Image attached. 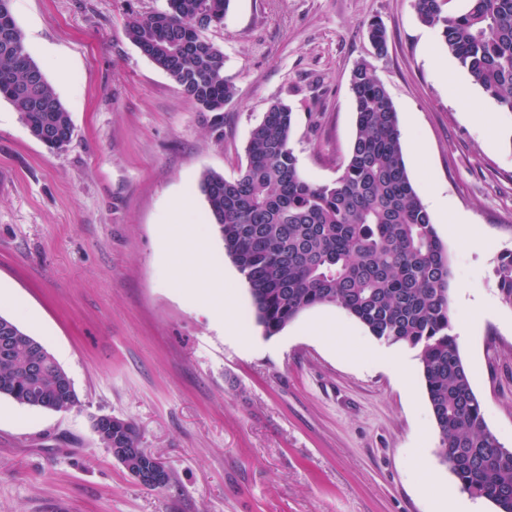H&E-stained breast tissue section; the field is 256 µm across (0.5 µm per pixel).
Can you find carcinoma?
<instances>
[{"label":"carcinoma","instance_id":"1","mask_svg":"<svg viewBox=\"0 0 512 512\" xmlns=\"http://www.w3.org/2000/svg\"><path fill=\"white\" fill-rule=\"evenodd\" d=\"M230 0H168L164 11L131 18L125 36L201 112H221L237 96L224 75V51L203 32L224 19ZM446 0H414L419 20L472 82L512 115V0H468L460 14ZM356 134L331 184L306 180L290 146L291 108L269 106L251 131L247 162L233 180L207 171L199 190L226 255L245 278L256 320L268 336L304 310L337 304L376 340L418 350L439 456L463 491L512 512V448L488 427L453 332L452 270L432 218L409 179L398 114L373 65L350 75ZM0 98L34 137L65 147L73 125L53 86L27 54L10 0H0ZM512 304V254L496 268ZM55 357L0 315V397L54 411L78 403ZM148 464L136 426L104 429Z\"/></svg>","mask_w":512,"mask_h":512}]
</instances>
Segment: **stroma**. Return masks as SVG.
<instances>
[{
    "mask_svg": "<svg viewBox=\"0 0 512 512\" xmlns=\"http://www.w3.org/2000/svg\"><path fill=\"white\" fill-rule=\"evenodd\" d=\"M167 0H11L27 53L69 112L62 150L0 99V315L56 358L79 397L65 411L0 397V512H494L439 457L416 350L385 346L344 309L317 305L279 333L257 323L199 191L237 177L275 101L294 113L303 176L329 184L356 133L349 89L370 62L418 154L405 164L452 268L459 348L489 428L512 448V305L495 270L512 251V115L474 85L413 0H231L206 32L237 98L201 112L124 34ZM387 31L376 53L372 21ZM188 205L175 212V198ZM201 260L177 263L188 228ZM230 277L225 335L201 296L203 269ZM97 415L133 422L170 472L140 485L104 448Z\"/></svg>",
    "mask_w": 512,
    "mask_h": 512,
    "instance_id": "1",
    "label": "stroma"
}]
</instances>
